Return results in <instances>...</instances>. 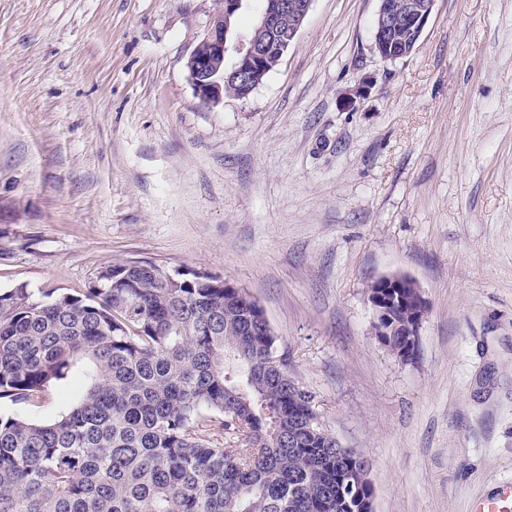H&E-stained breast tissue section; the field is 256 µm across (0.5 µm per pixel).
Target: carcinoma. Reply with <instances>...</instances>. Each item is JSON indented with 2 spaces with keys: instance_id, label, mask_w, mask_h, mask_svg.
I'll return each mask as SVG.
<instances>
[{
  "instance_id": "carcinoma-1",
  "label": "carcinoma",
  "mask_w": 512,
  "mask_h": 512,
  "mask_svg": "<svg viewBox=\"0 0 512 512\" xmlns=\"http://www.w3.org/2000/svg\"><path fill=\"white\" fill-rule=\"evenodd\" d=\"M380 294L404 358L426 307ZM63 386L51 421L0 414V512H371L367 473L243 288L129 262L78 295L0 289V400Z\"/></svg>"
}]
</instances>
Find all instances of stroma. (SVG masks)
Listing matches in <instances>:
<instances>
[{"label":"stroma","instance_id":"obj_1","mask_svg":"<svg viewBox=\"0 0 512 512\" xmlns=\"http://www.w3.org/2000/svg\"><path fill=\"white\" fill-rule=\"evenodd\" d=\"M221 0H0V289L116 261L248 293L373 512H469L512 479V0H436L408 56L378 0H313L244 99L186 62ZM427 302L416 358L366 288Z\"/></svg>","mask_w":512,"mask_h":512}]
</instances>
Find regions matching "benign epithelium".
I'll list each match as a JSON object with an SVG mask.
<instances>
[{
    "mask_svg": "<svg viewBox=\"0 0 512 512\" xmlns=\"http://www.w3.org/2000/svg\"><path fill=\"white\" fill-rule=\"evenodd\" d=\"M267 6L256 27L259 32L273 28L276 16L286 13L293 18L288 34L261 41L255 37L238 42L234 47L233 66L225 71L212 67L211 58L224 57L228 51L229 18L241 7L242 0H222L221 10L214 16L201 40L207 45L208 54L193 50L187 61L189 78L196 96L205 104L216 106L224 99V79L234 80L240 88V97H248L257 86V77L265 61L270 58L281 60L297 36L306 19L313 0H266ZM435 0H407L405 8L406 25L393 14L388 0H379L376 14L377 30L374 46L385 60H396L411 53L407 45L400 42L397 32L405 27L421 35L434 9Z\"/></svg>",
    "mask_w": 512,
    "mask_h": 512,
    "instance_id": "benign-epithelium-1",
    "label": "benign epithelium"
}]
</instances>
